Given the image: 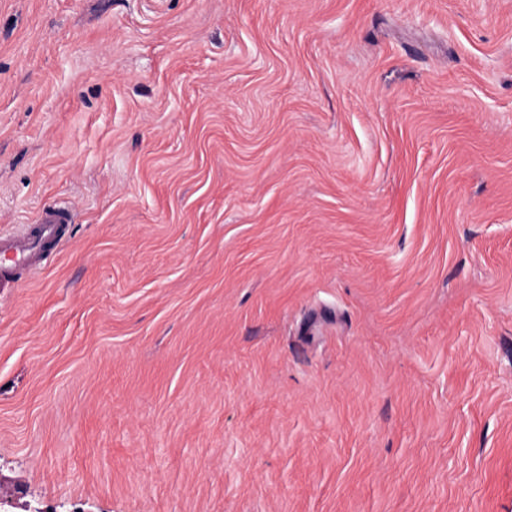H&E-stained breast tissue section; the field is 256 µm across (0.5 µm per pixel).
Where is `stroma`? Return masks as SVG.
<instances>
[{
  "label": "stroma",
  "instance_id": "obj_1",
  "mask_svg": "<svg viewBox=\"0 0 512 512\" xmlns=\"http://www.w3.org/2000/svg\"><path fill=\"white\" fill-rule=\"evenodd\" d=\"M0 492L512 512V0H0ZM70 213L63 208L43 209L35 224L24 225L15 235L0 237V288H10L20 269L37 271L47 256L57 249L70 223Z\"/></svg>",
  "mask_w": 512,
  "mask_h": 512
}]
</instances>
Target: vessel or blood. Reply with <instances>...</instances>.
Instances as JSON below:
<instances>
[{
  "mask_svg": "<svg viewBox=\"0 0 512 512\" xmlns=\"http://www.w3.org/2000/svg\"><path fill=\"white\" fill-rule=\"evenodd\" d=\"M70 222L63 208L43 209L35 223L24 225L15 235L0 237V288L11 287L18 270H40L45 259L57 249Z\"/></svg>",
  "mask_w": 512,
  "mask_h": 512,
  "instance_id": "obj_1",
  "label": "vessel or blood"
}]
</instances>
